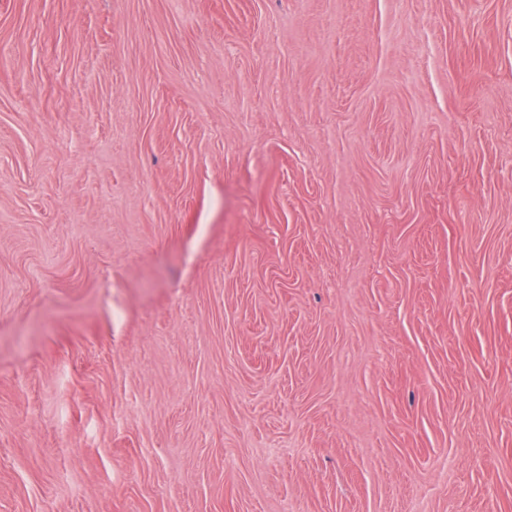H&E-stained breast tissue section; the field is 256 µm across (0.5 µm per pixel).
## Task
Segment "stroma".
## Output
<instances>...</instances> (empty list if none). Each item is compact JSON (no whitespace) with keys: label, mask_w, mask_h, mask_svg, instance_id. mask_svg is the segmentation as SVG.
<instances>
[{"label":"stroma","mask_w":512,"mask_h":512,"mask_svg":"<svg viewBox=\"0 0 512 512\" xmlns=\"http://www.w3.org/2000/svg\"><path fill=\"white\" fill-rule=\"evenodd\" d=\"M0 512H512V0H0Z\"/></svg>","instance_id":"35a3bbf8"}]
</instances>
